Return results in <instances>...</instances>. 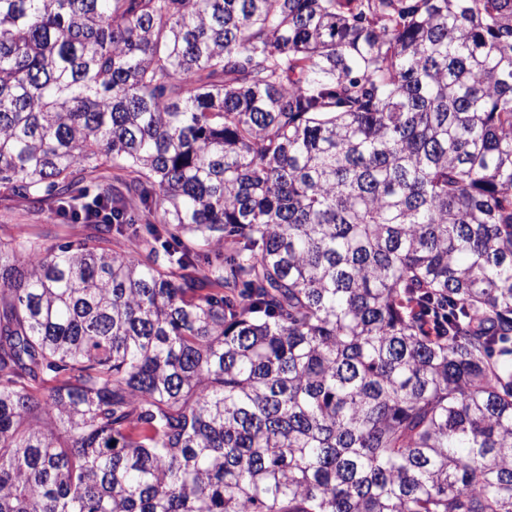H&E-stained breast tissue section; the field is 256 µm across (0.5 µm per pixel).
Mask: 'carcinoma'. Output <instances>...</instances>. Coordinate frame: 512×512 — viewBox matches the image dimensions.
I'll return each instance as SVG.
<instances>
[{
  "mask_svg": "<svg viewBox=\"0 0 512 512\" xmlns=\"http://www.w3.org/2000/svg\"><path fill=\"white\" fill-rule=\"evenodd\" d=\"M0 512H512V0H0ZM81 224H68L44 207L33 210L23 201L0 200V239L61 241L83 233Z\"/></svg>",
  "mask_w": 512,
  "mask_h": 512,
  "instance_id": "obj_1",
  "label": "carcinoma"
}]
</instances>
